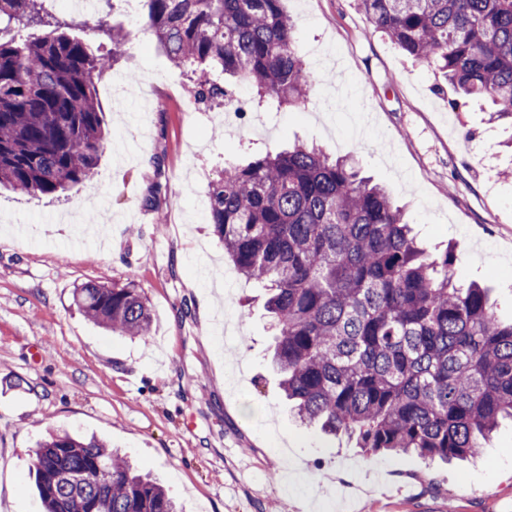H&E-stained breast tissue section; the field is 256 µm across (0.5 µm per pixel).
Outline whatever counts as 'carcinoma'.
Segmentation results:
<instances>
[{"label":"carcinoma","mask_w":512,"mask_h":512,"mask_svg":"<svg viewBox=\"0 0 512 512\" xmlns=\"http://www.w3.org/2000/svg\"><path fill=\"white\" fill-rule=\"evenodd\" d=\"M43 0H0V190L59 196L90 183L110 139L96 83L115 56L42 15ZM159 47L192 74L189 101L237 108L227 78L270 112L315 84L283 0H142ZM369 22L457 94L512 122V0H359ZM20 26L40 37L17 38ZM118 50L135 31L101 20ZM224 253L268 291L273 365L305 425L345 434L369 455L466 459L512 419V322L488 290L458 285L453 249L417 243L387 191L347 158L296 143L211 184ZM75 304L118 336L147 338L151 309L134 281L85 283ZM44 512H179L156 482L95 438L62 431L35 449Z\"/></svg>","instance_id":"carcinoma-1"}]
</instances>
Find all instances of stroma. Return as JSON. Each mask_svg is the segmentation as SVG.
Wrapping results in <instances>:
<instances>
[{"label": "stroma", "mask_w": 512, "mask_h": 512, "mask_svg": "<svg viewBox=\"0 0 512 512\" xmlns=\"http://www.w3.org/2000/svg\"><path fill=\"white\" fill-rule=\"evenodd\" d=\"M315 76L307 103L190 114L188 76L145 25L144 10L102 6L134 29L97 84L111 144L93 184L58 200L0 194V512H43L31 470L48 431L121 449L181 512H502L512 501V421L474 460L365 458L354 442L297 422L272 372L264 290L224 256L208 184L297 140L353 159L385 186L430 252L453 248L461 284L491 290L512 320V125L454 91L375 30L356 0H284ZM157 74L116 106L112 81ZM164 181L163 215L144 207ZM135 281L148 339L89 322L74 288Z\"/></svg>", "instance_id": "obj_1"}]
</instances>
